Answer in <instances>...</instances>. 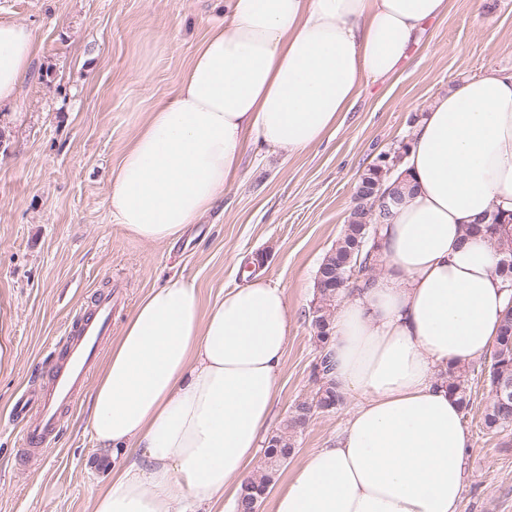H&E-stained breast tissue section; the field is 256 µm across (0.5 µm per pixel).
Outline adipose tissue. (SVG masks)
<instances>
[{"mask_svg":"<svg viewBox=\"0 0 512 512\" xmlns=\"http://www.w3.org/2000/svg\"><path fill=\"white\" fill-rule=\"evenodd\" d=\"M447 11L448 0H229L112 168V220L142 243L175 242L222 196L246 143L316 145ZM36 52L31 27L0 21V108ZM403 168V199L379 227L385 265L333 323L331 378L354 405L272 512H458L471 436L438 375L484 354L512 301L499 252L464 233L512 213V73L440 94ZM288 329L284 289L257 275L211 304L183 278L151 289L90 394L86 427L112 458L92 512H200L237 495L269 427Z\"/></svg>","mask_w":512,"mask_h":512,"instance_id":"adipose-tissue-1","label":"adipose tissue"}]
</instances>
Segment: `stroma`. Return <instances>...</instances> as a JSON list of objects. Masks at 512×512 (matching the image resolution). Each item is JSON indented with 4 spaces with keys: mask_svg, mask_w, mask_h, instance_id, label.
I'll use <instances>...</instances> for the list:
<instances>
[{
    "mask_svg": "<svg viewBox=\"0 0 512 512\" xmlns=\"http://www.w3.org/2000/svg\"><path fill=\"white\" fill-rule=\"evenodd\" d=\"M0 20L32 26L38 48L10 106L0 152V339L16 352L0 372V512H91L111 475L85 429V398L35 463L18 456L14 413L33 401L55 364L65 328L94 295L115 287L120 329L150 288L195 281L205 302L244 286L254 269L288 297L289 342L268 428L279 432L296 401L319 387L311 326L316 272L354 208L359 177L408 141L421 112L453 84L486 69L512 72V0H448L387 82L364 86L334 131L298 154L253 145L212 213L166 246H148L112 222L110 172L146 112L170 98L224 0H0ZM490 360L469 362L472 437L459 512H512V430L482 424ZM351 398L314 415L275 479L283 485L310 452L329 446Z\"/></svg>",
    "mask_w": 512,
    "mask_h": 512,
    "instance_id": "35a3bbf8",
    "label": "stroma"
}]
</instances>
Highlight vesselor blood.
Wrapping results in <instances>:
<instances>
[{"mask_svg":"<svg viewBox=\"0 0 512 512\" xmlns=\"http://www.w3.org/2000/svg\"><path fill=\"white\" fill-rule=\"evenodd\" d=\"M112 309L111 294L99 295L85 316L71 324L61 337L40 412L24 428V454L41 455L45 443L59 434L61 415L75 403L109 331Z\"/></svg>","mask_w":512,"mask_h":512,"instance_id":"vessel-or-blood-1","label":"vessel or blood"}]
</instances>
